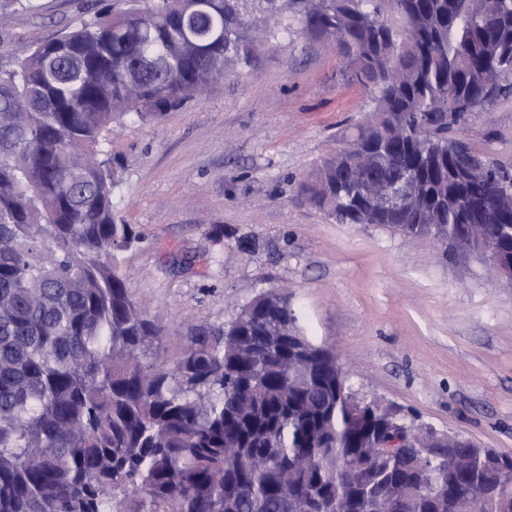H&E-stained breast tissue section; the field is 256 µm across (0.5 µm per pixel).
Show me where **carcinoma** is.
<instances>
[{"mask_svg": "<svg viewBox=\"0 0 512 512\" xmlns=\"http://www.w3.org/2000/svg\"><path fill=\"white\" fill-rule=\"evenodd\" d=\"M107 9L0 71V512H500L512 456L448 435L454 456L383 443L406 415L354 419L335 353L302 332L288 293L195 321L174 356L130 294L108 135L257 70L245 0ZM369 90L368 122L300 186L342 224L463 235L481 206L512 247V169L457 135L512 95V0H286ZM325 448L312 466L307 453Z\"/></svg>", "mask_w": 512, "mask_h": 512, "instance_id": "obj_1", "label": "carcinoma"}]
</instances>
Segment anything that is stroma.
Wrapping results in <instances>:
<instances>
[{
    "label": "stroma",
    "mask_w": 512,
    "mask_h": 512,
    "mask_svg": "<svg viewBox=\"0 0 512 512\" xmlns=\"http://www.w3.org/2000/svg\"><path fill=\"white\" fill-rule=\"evenodd\" d=\"M102 0H32L0 22V69L93 20ZM254 73L218 81L161 121L128 114L112 135L123 165L115 210L142 240L127 286L174 354L189 321L222 324L260 291L287 288L314 342L342 360L353 392L416 423L512 455V286L481 259L379 224H339L298 184L364 118L369 91L342 57L306 39L282 0ZM463 135L512 166V97Z\"/></svg>",
    "instance_id": "obj_1"
}]
</instances>
